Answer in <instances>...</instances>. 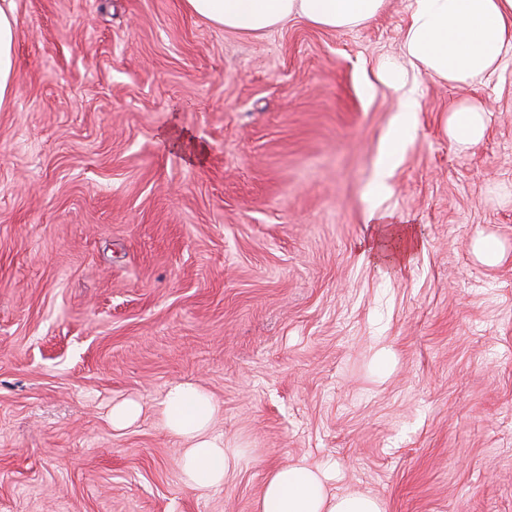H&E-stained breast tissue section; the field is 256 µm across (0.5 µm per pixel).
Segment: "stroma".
Wrapping results in <instances>:
<instances>
[{
	"mask_svg": "<svg viewBox=\"0 0 512 512\" xmlns=\"http://www.w3.org/2000/svg\"><path fill=\"white\" fill-rule=\"evenodd\" d=\"M413 2L242 35L183 0H5L0 512H255L296 461L384 512H512V55L474 85L417 76L389 153L376 69L409 68ZM465 99L491 111L470 147L446 132ZM383 222L419 238L403 266L363 255ZM176 382L245 452L205 494L154 411ZM16 23L12 13L0 6V106L7 99L17 67L14 52ZM141 407L133 401H124L112 405L110 420L113 428H126L131 426L138 418Z\"/></svg>",
	"mask_w": 512,
	"mask_h": 512,
	"instance_id": "stroma-1",
	"label": "stroma"
}]
</instances>
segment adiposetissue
I'll return each instance as SVG.
<instances>
[{
    "label": "adipose tissue",
    "mask_w": 512,
    "mask_h": 512,
    "mask_svg": "<svg viewBox=\"0 0 512 512\" xmlns=\"http://www.w3.org/2000/svg\"><path fill=\"white\" fill-rule=\"evenodd\" d=\"M385 0H185L186 8L225 31L259 35L291 18L335 32L358 28L383 9ZM13 14L0 7V104L7 99L17 67ZM404 54L424 75L451 84H471L497 69L512 53V0H415L404 36ZM378 78L399 93V120L391 137L398 147L415 129L419 102L400 73L382 66ZM485 131V109L463 103L453 109L449 133L461 144L478 142ZM162 426L182 439L186 483L205 493L222 485L239 465L243 451L214 432L217 407L197 386L170 385L156 403ZM256 512H382L365 494L331 491L325 471L304 462L271 470Z\"/></svg>",
    "instance_id": "adipose-tissue-1"
}]
</instances>
